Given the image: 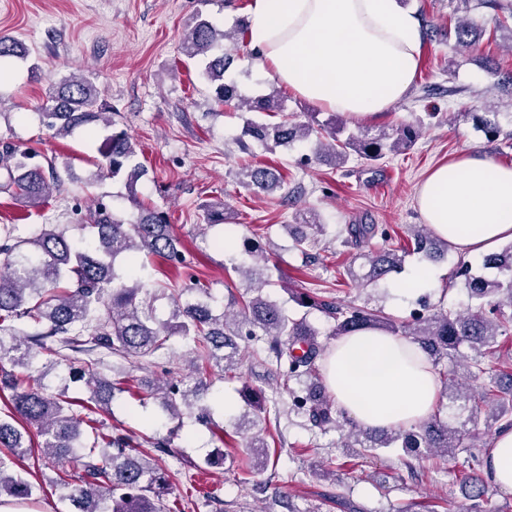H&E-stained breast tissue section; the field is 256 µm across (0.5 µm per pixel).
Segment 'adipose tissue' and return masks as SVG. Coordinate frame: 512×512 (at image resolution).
<instances>
[{"label": "adipose tissue", "instance_id": "adipose-tissue-1", "mask_svg": "<svg viewBox=\"0 0 512 512\" xmlns=\"http://www.w3.org/2000/svg\"><path fill=\"white\" fill-rule=\"evenodd\" d=\"M248 28L261 79L352 120L377 119L401 101L419 66L418 21L397 0H251ZM417 207L457 251L484 254L512 239V166L464 153L432 171ZM321 373L337 407L365 429L425 421L441 390L417 345L379 329L336 338ZM484 472L512 491V428L496 432Z\"/></svg>", "mask_w": 512, "mask_h": 512}]
</instances>
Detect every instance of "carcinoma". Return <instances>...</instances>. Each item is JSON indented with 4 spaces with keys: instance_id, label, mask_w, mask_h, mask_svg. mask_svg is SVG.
Instances as JSON below:
<instances>
[{
    "instance_id": "carcinoma-1",
    "label": "carcinoma",
    "mask_w": 512,
    "mask_h": 512,
    "mask_svg": "<svg viewBox=\"0 0 512 512\" xmlns=\"http://www.w3.org/2000/svg\"><path fill=\"white\" fill-rule=\"evenodd\" d=\"M246 26L234 32L216 29L197 13L182 43L183 54L205 60L203 75L219 104L238 98L237 87L225 79L240 50ZM455 43L468 47L475 40L476 29L467 21L453 27ZM28 49L18 40L0 36V59L28 57ZM102 90L93 81L73 74L49 88L51 105L41 113L43 123L56 137H66L80 128L90 129L111 123L100 105ZM248 111L275 113L277 123L245 121L243 135L264 145L291 146L316 136L315 156L341 166L351 154L377 162L391 152L408 148L419 136V126L401 123L375 131L358 127L350 129L338 117L312 125L297 122L284 115V101L273 94L246 100ZM99 152V176L126 174V185L133 189L142 175L141 165L133 162L135 143L127 133L115 132L107 137ZM242 185L257 192H270L283 186L282 178L273 170L248 166L242 171ZM62 185L53 160L36 150H21L11 143L0 146V192L8 194L25 207L40 208ZM138 215L132 222L117 219L106 203L96 199L88 206L83 229L92 238L75 241L67 229L57 224H44L30 237L13 234L3 227L0 236V386L11 390L6 403L7 414L0 417V496L24 502L33 499L42 486H37L10 471L9 463L23 459L40 448L44 465L61 472L60 484L67 487V499L73 512H171L166 503L170 483L165 470L151 456L137 450L133 436L112 433L93 417L95 410L107 405L112 396V380L97 367L101 356L123 359L129 370L144 367V362L157 358L169 348L170 337L178 335L195 348L197 360L224 372L239 368L241 358L233 337L246 334L260 344L253 355L264 354L260 364L270 376L284 380L313 379L325 387L316 361L323 357L321 332L306 317H289L282 307L265 292L268 280L261 269H269L271 253L249 240L243 242V254L263 261L262 267L246 271L252 296H234L216 314L207 301H181L191 289L177 290L173 299L172 321L161 323L153 306L142 300L147 284L139 273L145 259L160 256L168 261L182 258V243L169 224L168 215L144 203H136ZM227 205L221 201L204 206L205 230L227 219ZM293 234L295 248L307 253L315 246L314 234L324 232L319 215L308 210L298 218ZM342 238L345 247H360L380 237L388 241V233L376 224H349ZM414 250L428 259L448 250L450 244L437 238L422 224L413 232ZM358 268L347 269L349 278L360 288L376 287L403 263L394 249L379 248L356 254ZM484 266L495 268L498 275L489 279L472 271L459 260L456 275L464 278L471 305L464 311L435 309L419 315L411 322H399L383 311L365 305L341 304L311 295L308 291L293 294L298 305L321 312L334 323L331 335L343 336L364 328H380L417 344L437 371L451 402H462L470 412L472 428L461 431L432 415L427 421L397 430H367L352 427L345 448H361L364 459L378 448H397L411 456L420 448L448 460L459 452L469 453L470 472L466 477L468 512H483V502L490 483L483 475V458L471 452L472 441L479 435L478 416L487 407V417L512 427V388L502 387L499 377L486 363L495 352L498 337L512 333V244L502 252L486 257ZM473 351L463 367L465 377L473 381L467 386L457 379V363L461 348ZM70 350L85 358L79 362L62 355ZM49 355L67 362V378L83 380L87 397L74 401L55 394L32 375L39 357ZM11 370H6L5 365ZM26 374L19 377L14 369ZM198 380L193 386L183 381L170 382L159 392L161 408L172 419L181 416V407L197 409L198 419L205 421L209 407L196 403ZM276 399L260 392L252 395V419L238 429L256 463L246 465L240 482L268 468L273 454L270 445L256 427L266 419ZM309 421L327 430L339 423L344 413L335 406L331 395L324 394L309 401ZM41 442L34 443V438ZM74 465L73 471L66 465Z\"/></svg>"
}]
</instances>
